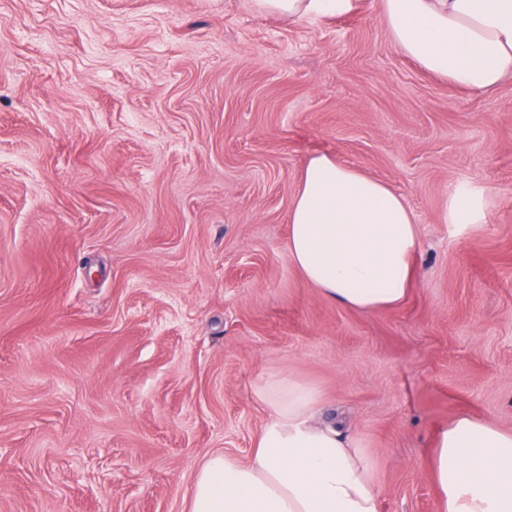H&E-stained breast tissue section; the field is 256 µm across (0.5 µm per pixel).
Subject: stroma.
Wrapping results in <instances>:
<instances>
[{
	"instance_id": "stroma-1",
	"label": "stroma",
	"mask_w": 512,
	"mask_h": 512,
	"mask_svg": "<svg viewBox=\"0 0 512 512\" xmlns=\"http://www.w3.org/2000/svg\"><path fill=\"white\" fill-rule=\"evenodd\" d=\"M379 4L0 0V512H187L274 377L320 390L380 512H438L457 415L512 431V78L426 72ZM314 154L413 211L401 306L328 301L292 263ZM464 187L484 217L450 223ZM260 11L289 19L335 15L344 11L348 0H252Z\"/></svg>"
}]
</instances>
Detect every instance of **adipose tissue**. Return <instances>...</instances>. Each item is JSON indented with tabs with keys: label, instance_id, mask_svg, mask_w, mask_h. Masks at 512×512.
<instances>
[{
	"label": "adipose tissue",
	"instance_id": "obj_1",
	"mask_svg": "<svg viewBox=\"0 0 512 512\" xmlns=\"http://www.w3.org/2000/svg\"><path fill=\"white\" fill-rule=\"evenodd\" d=\"M291 19L342 12L348 0H254ZM390 37L425 71L481 91L512 75V0H380ZM288 253L321 294L354 310L403 303L420 248L403 198L356 167L309 157L290 213ZM271 410L247 460L206 458L189 512H380L360 444L321 420L322 395L292 378L257 390ZM430 470L438 512H512V432L468 414L441 428Z\"/></svg>",
	"mask_w": 512,
	"mask_h": 512
}]
</instances>
